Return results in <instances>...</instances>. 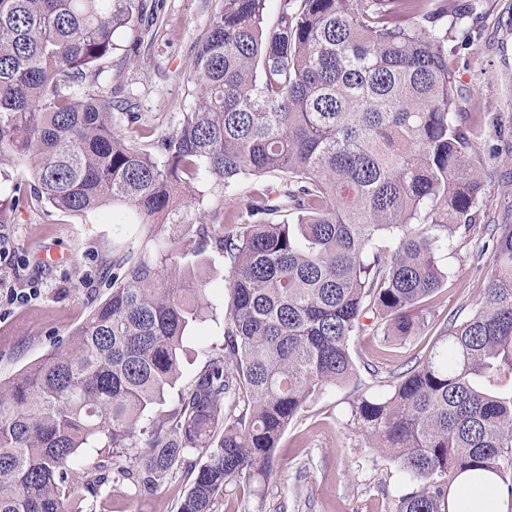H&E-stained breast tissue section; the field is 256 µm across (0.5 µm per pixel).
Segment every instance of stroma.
<instances>
[{"label":"stroma","mask_w":512,"mask_h":512,"mask_svg":"<svg viewBox=\"0 0 512 512\" xmlns=\"http://www.w3.org/2000/svg\"><path fill=\"white\" fill-rule=\"evenodd\" d=\"M153 17L117 31L105 79L123 108L113 129L125 132L128 113L153 139L176 130L193 98L188 77L195 49L223 0H144ZM467 0H431L441 24L456 23L448 44V66L461 93V111L478 116L471 163L488 186L478 205L489 224H512V0H479L472 14L454 22ZM142 243V227L110 205L80 216H65L30 199L9 223H0V379L14 376L67 339L105 291L103 278L113 261ZM485 233L471 234L447 259L448 283L429 303L421 332L385 342L367 330L351 343L357 365L379 363L384 370L409 366L424 355L450 319H464L483 297L491 255ZM30 291L11 301L9 289ZM223 320L214 318L184 341L181 376L155 405L152 416L170 411L178 393L208 355L222 347ZM357 393L353 385L313 399L285 432L271 476L261 482L227 485L214 512H393L404 478L396 464L369 446L364 433L348 425ZM189 482L175 474L157 491L138 493L113 477L112 493L95 512H178Z\"/></svg>","instance_id":"35a3bbf8"}]
</instances>
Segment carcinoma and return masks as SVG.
<instances>
[{
    "label": "carcinoma",
    "mask_w": 512,
    "mask_h": 512,
    "mask_svg": "<svg viewBox=\"0 0 512 512\" xmlns=\"http://www.w3.org/2000/svg\"><path fill=\"white\" fill-rule=\"evenodd\" d=\"M266 2L224 0L193 105L143 140L113 131L118 101L99 82L139 0H0V183L69 216L123 205L148 225L71 336L0 380V512H81L114 472L141 493L180 470L178 512H213L226 485L269 476L309 400L344 383L360 390L349 421L408 484L394 512H450L458 476L512 469V224L477 209L487 185L446 49L464 14L427 29L430 0H282L267 26ZM246 175L228 230L201 187ZM479 227L493 242L483 302L369 392L350 351L362 319L415 335L450 277L441 253ZM161 233L176 249L151 245ZM207 254L229 273L224 344L147 419L211 308ZM81 448L100 452L95 468L75 467Z\"/></svg>",
    "instance_id": "carcinoma-1"
}]
</instances>
